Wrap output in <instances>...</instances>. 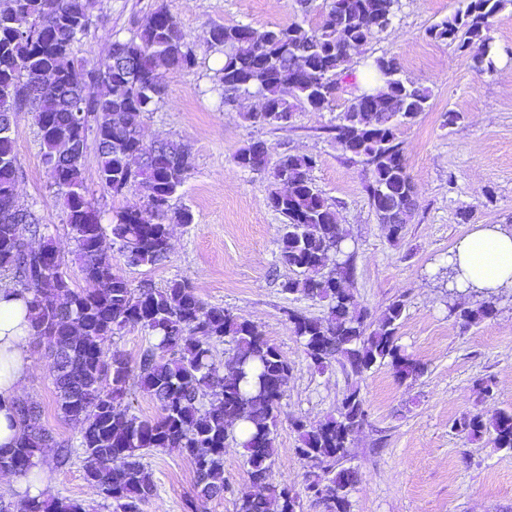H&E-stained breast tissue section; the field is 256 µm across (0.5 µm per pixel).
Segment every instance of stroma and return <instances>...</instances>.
Wrapping results in <instances>:
<instances>
[{
    "label": "stroma",
    "mask_w": 512,
    "mask_h": 512,
    "mask_svg": "<svg viewBox=\"0 0 512 512\" xmlns=\"http://www.w3.org/2000/svg\"><path fill=\"white\" fill-rule=\"evenodd\" d=\"M92 27L76 46L78 56L106 57L114 38L128 36L135 20L156 0H91ZM197 50L194 67L167 78L158 108L145 114L146 142L170 138L188 144L194 168L174 207H189L190 224L173 225L170 253L162 264L130 267L120 253L112 263L132 287L162 288L174 279L192 282L202 300L260 325L292 364L277 426L276 453L269 481L300 491V512H322L303 494L307 467L296 453L293 421L315 425L335 413L349 388L356 387L367 411L355 432L347 465L358 473L351 512H512V452L494 448L489 437L466 439L453 424L467 414L491 417L512 407V288L495 292V316L462 328L448 310V255L475 225L512 223V4L494 18L491 47L495 67L478 71L469 53L430 39L428 28L464 8V0H399L390 27L355 49L352 73L365 71L370 58L396 56L403 75L429 88L426 112L401 128L408 171L416 190V209L399 242H390L364 191L361 164L346 159L330 129L356 93L342 84L331 109L296 108L288 128L275 130L244 120L258 99L225 109L213 91L212 77L223 62L208 49V25L244 23L263 31L304 20L295 0H167ZM456 121H449V114ZM15 151L22 175L18 199L31 207L61 251L74 287H85L67 235L59 198L42 164L40 138L29 114L18 117ZM265 141L271 158L284 153L316 157L315 185L334 202L339 221L357 249L350 285L370 321H377L393 300L405 303L398 343L423 364L417 380L401 381L386 365L363 377L347 375L340 365L318 371L307 359L285 315L292 309L322 317L323 302L285 293L291 271L279 261L282 218L265 203L269 172L237 168L233 157L247 142ZM90 198L104 220L119 208L141 206L145 191L134 188L115 197L97 176L95 156L84 170ZM35 363L25 391L41 409V422L60 440L78 443L80 428L57 410L56 392L45 343L33 340ZM492 379L494 397H484L476 382ZM38 462L45 489L113 512L85 478L83 463L59 467L54 449ZM145 463L156 485L144 512H188L197 497L194 465L175 451L158 449ZM223 497L204 512H234L237 493L248 485L241 448L224 452Z\"/></svg>",
    "instance_id": "35a3bbf8"
}]
</instances>
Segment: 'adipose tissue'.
I'll use <instances>...</instances> for the list:
<instances>
[{
    "label": "adipose tissue",
    "mask_w": 512,
    "mask_h": 512,
    "mask_svg": "<svg viewBox=\"0 0 512 512\" xmlns=\"http://www.w3.org/2000/svg\"><path fill=\"white\" fill-rule=\"evenodd\" d=\"M460 287L497 290L512 286V232L499 226L475 229L455 248ZM31 334L24 299L0 289V447H11L20 433L14 404L22 398L34 368L28 352Z\"/></svg>",
    "instance_id": "1"
}]
</instances>
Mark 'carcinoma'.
<instances>
[{
    "instance_id": "1",
    "label": "carcinoma",
    "mask_w": 512,
    "mask_h": 512,
    "mask_svg": "<svg viewBox=\"0 0 512 512\" xmlns=\"http://www.w3.org/2000/svg\"><path fill=\"white\" fill-rule=\"evenodd\" d=\"M510 2L467 0L465 9L430 26L428 35L457 44L473 54L478 68L489 71L494 67L493 18ZM397 3L328 0L313 26L293 22L262 32L248 24L210 23L208 47L224 51L214 75L220 104L258 97L261 110L244 118L274 129L287 127L299 104L315 112L330 108L336 80L347 76L349 49L387 29ZM91 25L90 0H9L0 9V286L28 296L31 336L50 349L57 408L65 420L81 426L86 480L112 500L114 512H144L156 495L144 458L157 449L192 460L199 499L223 495L229 439L244 451L250 484L268 490L266 495L241 490L235 512H297V492L286 484H269L281 400L292 371L288 358L254 322L205 304L189 281L135 290L112 265V247L129 266L163 263L170 251V225L194 221L189 208L171 204L194 168L191 149L173 140L145 143L141 123L162 100L165 72L194 66L196 50L164 0L128 37L114 39L106 58L92 62L75 54ZM371 68L382 82L375 110L366 112L361 99L350 100L332 132L347 159L366 167L369 205L396 242L412 218L415 194L399 129L425 111L430 92L402 77L395 56L376 57ZM89 84L101 87L100 93L87 97ZM22 112L37 127L50 186L62 203L89 289L72 287L35 213L11 208L19 179L13 132ZM90 135L103 189L114 197L136 186L147 190L142 207L116 212L110 248L101 213L84 183ZM268 163V147L260 140L234 155L242 170L261 171ZM315 165L309 155L281 156L265 198L283 217L280 262L296 272L283 291L326 303L324 319L286 311L292 332L320 371L337 363L360 378L376 365H388L399 379L414 380L424 367L405 353L396 336L404 302H391L372 324L345 287L355 275V252L334 204L310 178ZM332 254L336 259L330 264ZM452 311L471 325L493 317L495 303L485 298L474 308L457 305ZM127 325L141 326L150 337L138 377L141 388L161 405L154 419L119 407L133 368L121 352L106 351L104 342ZM226 337L234 350L222 368L212 346ZM209 396L215 402L207 406ZM15 412L21 432L13 447L0 448L1 472L26 475L45 448L56 449L59 465L71 460L73 448L55 441L33 401L17 402ZM365 420L364 401L354 387L344 394L336 415L313 426L293 422L296 453L309 467L306 490L323 512H350L358 474L344 462ZM456 428L470 439L487 434L495 448L512 451V408L489 419L480 413L464 416ZM25 512H89V507L42 490L27 497Z\"/></svg>"
}]
</instances>
